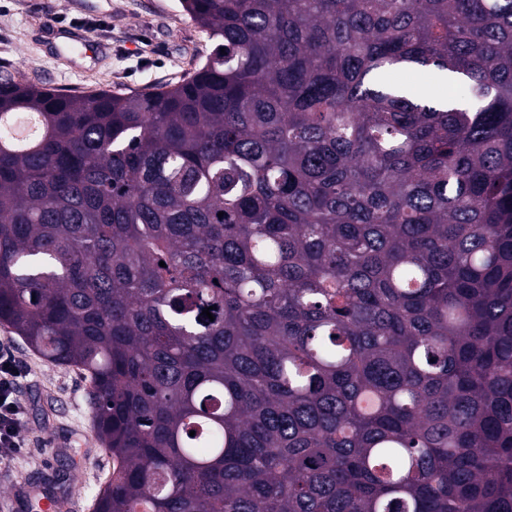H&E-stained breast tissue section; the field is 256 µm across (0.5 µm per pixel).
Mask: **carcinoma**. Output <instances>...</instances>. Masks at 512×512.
<instances>
[{"mask_svg": "<svg viewBox=\"0 0 512 512\" xmlns=\"http://www.w3.org/2000/svg\"><path fill=\"white\" fill-rule=\"evenodd\" d=\"M180 3L177 84L0 77V324L89 378L95 512H512V0Z\"/></svg>", "mask_w": 512, "mask_h": 512, "instance_id": "carcinoma-1", "label": "carcinoma"}]
</instances>
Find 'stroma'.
Instances as JSON below:
<instances>
[{"instance_id": "35a3bbf8", "label": "stroma", "mask_w": 512, "mask_h": 512, "mask_svg": "<svg viewBox=\"0 0 512 512\" xmlns=\"http://www.w3.org/2000/svg\"><path fill=\"white\" fill-rule=\"evenodd\" d=\"M78 32L100 43L90 64L58 48L50 31ZM213 47L179 0H0V75L78 94L142 91L176 83L201 65ZM26 368L17 395L24 407L22 448L0 465V502L10 512H38L33 490L66 499V512H93L112 475L75 370L52 365L0 326Z\"/></svg>"}]
</instances>
